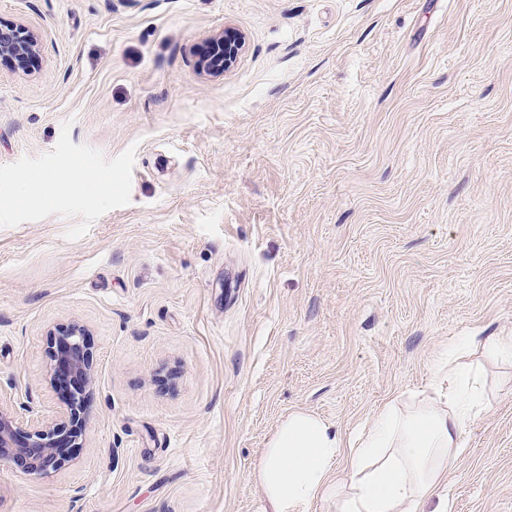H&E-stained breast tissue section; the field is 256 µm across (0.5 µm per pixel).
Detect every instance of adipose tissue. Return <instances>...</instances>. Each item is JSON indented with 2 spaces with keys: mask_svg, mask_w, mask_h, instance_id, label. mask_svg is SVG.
<instances>
[{
  "mask_svg": "<svg viewBox=\"0 0 512 512\" xmlns=\"http://www.w3.org/2000/svg\"><path fill=\"white\" fill-rule=\"evenodd\" d=\"M512 356V333H468L448 346V369L411 402L392 398L369 425L345 437L323 418L297 410L269 440L257 469L262 512H307L319 499L335 512H448L438 497L464 450L462 432L482 414L470 349ZM434 510H427L430 499Z\"/></svg>",
  "mask_w": 512,
  "mask_h": 512,
  "instance_id": "ef3b65f1",
  "label": "adipose tissue"
}]
</instances>
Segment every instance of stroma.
Listing matches in <instances>:
<instances>
[{
  "instance_id": "35a3bbf8",
  "label": "stroma",
  "mask_w": 512,
  "mask_h": 512,
  "mask_svg": "<svg viewBox=\"0 0 512 512\" xmlns=\"http://www.w3.org/2000/svg\"><path fill=\"white\" fill-rule=\"evenodd\" d=\"M0 407L61 422L51 329L93 360L81 447L0 463V512H260L288 413L343 435L471 331H512V0H0ZM223 76L192 49L224 28ZM47 174L58 191L20 186ZM449 512H512V357ZM38 54L35 35L22 25L0 24V58L24 63L29 56ZM245 48V38L231 28L212 35L205 41L200 52V67L204 76L217 77L224 74Z\"/></svg>"
}]
</instances>
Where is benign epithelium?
Masks as SVG:
<instances>
[{
  "mask_svg": "<svg viewBox=\"0 0 512 512\" xmlns=\"http://www.w3.org/2000/svg\"><path fill=\"white\" fill-rule=\"evenodd\" d=\"M245 48V38L226 28L205 41L200 52L203 75L224 74ZM38 54L35 35L22 25H0V58L19 63ZM55 350L50 381L64 386L71 398L68 419L53 425L27 426L13 413L0 408V463L14 464L35 478H46L67 461L69 449L82 440V394L91 382L92 356L85 343L84 327L72 323L54 329Z\"/></svg>",
  "mask_w": 512,
  "mask_h": 512,
  "instance_id": "1",
  "label": "benign epithelium"
}]
</instances>
